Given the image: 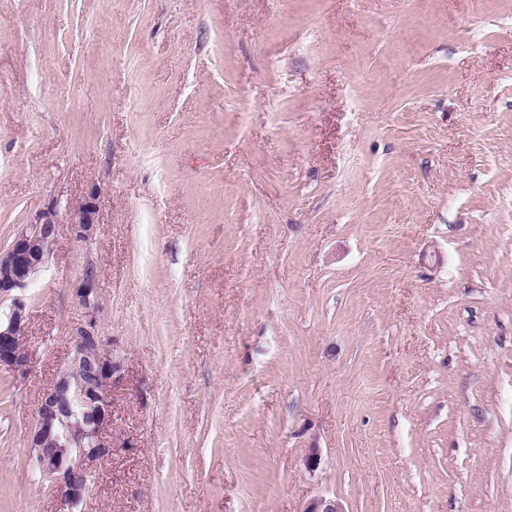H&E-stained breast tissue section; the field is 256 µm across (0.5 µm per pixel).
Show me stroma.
Listing matches in <instances>:
<instances>
[{
	"mask_svg": "<svg viewBox=\"0 0 512 512\" xmlns=\"http://www.w3.org/2000/svg\"><path fill=\"white\" fill-rule=\"evenodd\" d=\"M90 194L0 512H63L29 439L88 269L121 377L74 512H512V0H0V250ZM95 195L90 194L80 203L68 208L65 213L66 224H70L71 233L78 242L86 241L94 224L98 223V206Z\"/></svg>",
	"mask_w": 512,
	"mask_h": 512,
	"instance_id": "1",
	"label": "stroma"
}]
</instances>
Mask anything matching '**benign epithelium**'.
Returning a JSON list of instances; mask_svg holds the SVG:
<instances>
[{"instance_id":"7a95c632","label":"benign epithelium","mask_w":512,"mask_h":512,"mask_svg":"<svg viewBox=\"0 0 512 512\" xmlns=\"http://www.w3.org/2000/svg\"><path fill=\"white\" fill-rule=\"evenodd\" d=\"M65 218L74 239L87 240L98 223L95 193L68 208ZM60 223V212L53 202L15 234L6 250L0 251V297L12 299L9 316L0 321V369L19 377H26L30 370L22 343L27 329L23 291L48 263ZM74 295L86 310V320L71 331V358L54 385L43 393L30 436L36 465L51 477L57 498L68 509L83 499L97 462L112 454V442L103 437V431L112 424L109 392L118 372L97 330L99 304L94 273L83 274ZM303 512L345 510L334 499L318 498Z\"/></svg>"}]
</instances>
